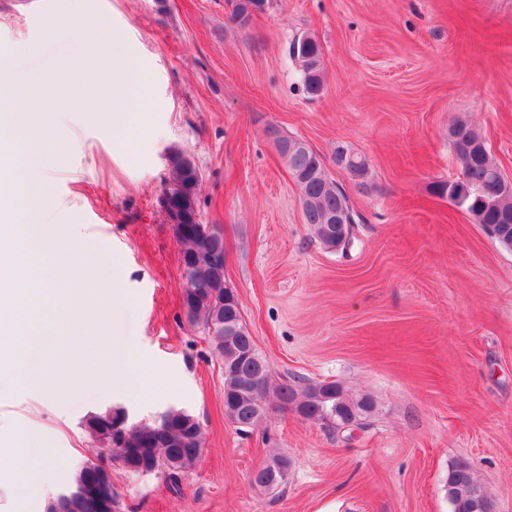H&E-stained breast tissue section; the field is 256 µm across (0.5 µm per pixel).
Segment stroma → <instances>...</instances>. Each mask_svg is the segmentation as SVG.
<instances>
[{
	"instance_id": "obj_1",
	"label": "stroma",
	"mask_w": 512,
	"mask_h": 512,
	"mask_svg": "<svg viewBox=\"0 0 512 512\" xmlns=\"http://www.w3.org/2000/svg\"><path fill=\"white\" fill-rule=\"evenodd\" d=\"M68 8L0 0V62L16 88L70 65L49 112L86 92L72 77V37L42 29ZM92 9L85 28L103 20L121 34L113 61L136 56L149 109L133 115L131 146L82 112L60 131L74 147L56 161L61 206L47 245L66 252L59 228L77 222L96 256L89 275L122 282L106 331L50 346L90 362L110 342L122 384L80 379L78 395L52 401L21 378L0 380V445L55 467L49 483L26 487L0 465V512H46L94 455L87 417L110 406L139 420L185 408L205 436L176 488L113 466L125 512H452L448 469L460 459L495 512H512V249L434 192L459 172L448 140L458 120L512 176V0H270L243 28L228 23L226 0ZM305 33L322 48L316 95L289 54ZM271 126L327 160L355 217L347 249H326L304 224ZM340 145L367 157L365 189L333 164ZM175 151L201 172L200 220L224 233V275L273 383L336 381L371 395L376 412L355 440L275 408L246 436L226 418L222 362L182 310L180 244L158 203ZM275 454L291 461L286 485L252 486Z\"/></svg>"
}]
</instances>
